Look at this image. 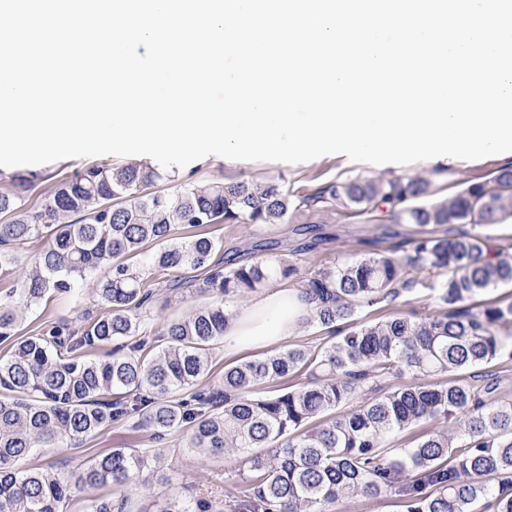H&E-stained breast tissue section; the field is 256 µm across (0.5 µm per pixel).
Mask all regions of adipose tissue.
<instances>
[{"label": "adipose tissue", "instance_id": "1", "mask_svg": "<svg viewBox=\"0 0 512 512\" xmlns=\"http://www.w3.org/2000/svg\"><path fill=\"white\" fill-rule=\"evenodd\" d=\"M312 309L301 288L280 281L230 318L224 329V350L230 353L247 345L261 347L293 335Z\"/></svg>", "mask_w": 512, "mask_h": 512}]
</instances>
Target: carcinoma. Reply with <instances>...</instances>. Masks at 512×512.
Here are the masks:
<instances>
[{"label": "carcinoma", "instance_id": "obj_1", "mask_svg": "<svg viewBox=\"0 0 512 512\" xmlns=\"http://www.w3.org/2000/svg\"><path fill=\"white\" fill-rule=\"evenodd\" d=\"M165 179L135 163L92 165L61 181L37 210L17 195L0 194V278L25 267L20 287L0 299V512H62L78 493L110 485L122 502L87 499L86 512H126L129 492L150 485L142 456L125 448L87 460L77 470L21 468L37 447L73 445L114 421L137 418L161 439L186 428L187 447L199 456L239 460L246 484L243 512H332L356 496L401 488L406 512H512V401H489L493 384L476 390L455 372L512 358V303L472 311L473 296L512 283V254L478 233L455 235L445 225L489 226L512 218V167H501L450 199L420 176L358 177L306 198L368 214L381 203L399 224L418 227L404 259L372 254L318 270L303 286L315 303L305 323L334 334L315 349L287 351L224 368L217 388L186 398L210 372L224 341V297L245 296L295 267L282 256L226 268L213 261L222 244L177 230L209 224H286L297 209L279 182L213 181L152 192ZM48 245L30 260L25 244ZM150 273L133 261L144 245ZM97 295L107 311L79 327L57 322L34 336L18 335L25 313L49 294L66 296L97 271ZM207 273L204 290L217 301L169 319L147 348L140 314L152 298L154 274ZM449 272L426 283L409 271ZM419 284L444 312L424 321L395 317L355 319ZM109 346L102 357L86 350ZM305 372L293 390L269 384ZM407 372L414 382L384 391L380 381ZM365 387L376 398L351 404ZM456 420V429L443 427ZM422 422L433 429L396 457L386 449L395 434ZM159 512H215L205 499L175 498Z\"/></svg>", "mask_w": 512, "mask_h": 512}]
</instances>
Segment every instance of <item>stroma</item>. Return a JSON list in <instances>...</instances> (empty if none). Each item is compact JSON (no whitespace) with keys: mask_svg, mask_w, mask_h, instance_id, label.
I'll return each instance as SVG.
<instances>
[{"mask_svg":"<svg viewBox=\"0 0 512 512\" xmlns=\"http://www.w3.org/2000/svg\"><path fill=\"white\" fill-rule=\"evenodd\" d=\"M127 160L116 156L62 159L23 170L0 167V193L18 194L26 207L41 206L56 185L91 165L107 168L126 165ZM499 167L491 160H465L448 167L422 162L410 165L382 166L371 164H345L343 159L325 156L311 161L287 164L269 161L226 160L210 155L185 167H170L171 181L159 182L162 190L173 189L175 184L204 185L214 180L248 181L263 183L270 179L283 180L293 197L315 194L326 184L355 177L390 175H418L431 179L440 196L450 197L465 186L488 179ZM203 234L222 242L225 255L237 261H251L266 254L285 255L294 264L296 286L322 268L349 262L371 253H395L406 256L411 252L410 240L415 235L411 224H398L385 212L355 216L345 209L329 206L314 220L295 215L285 224H210ZM166 284L157 285L143 320L147 327L157 328L164 321L189 309L209 302L211 293L202 289V277H188L184 272H168ZM97 280L89 278L79 291L67 297L50 296L34 310L21 326L22 333L40 332L45 323L65 320L79 324L83 314L103 313L96 294ZM439 309L429 290L416 288L387 299L374 307L359 309L357 318L377 322L396 316L416 321L438 315ZM327 329L316 325L299 326L292 336L264 347H250L232 354L215 349L212 355L211 376L199 383L205 391L218 384L227 365L241 360L272 354L289 348H320L330 344ZM184 431L170 433L164 441L153 442L149 432L135 429L132 420L112 423L75 447H48L36 449L23 465L27 468L59 465L72 470L83 461L109 452L114 448H128L144 455L155 464L152 484L132 495L130 512H158L162 502L172 497H206L220 508L232 512L243 497V484L234 472V460L204 459L186 448Z\"/></svg>","mask_w":512,"mask_h":512,"instance_id":"stroma-1","label":"stroma"}]
</instances>
